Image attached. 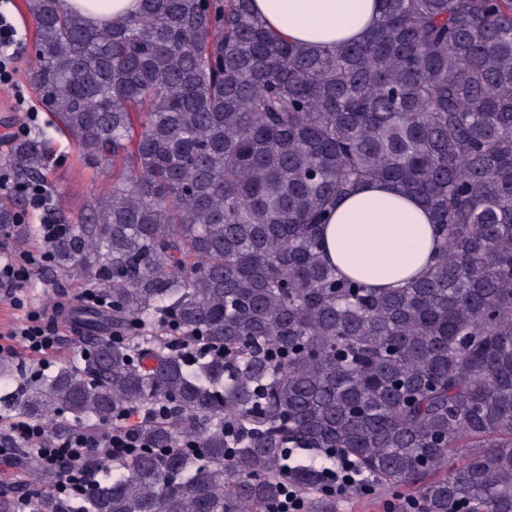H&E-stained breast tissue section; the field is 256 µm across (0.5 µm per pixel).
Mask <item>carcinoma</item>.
Segmentation results:
<instances>
[{
    "label": "carcinoma",
    "instance_id": "carcinoma-1",
    "mask_svg": "<svg viewBox=\"0 0 512 512\" xmlns=\"http://www.w3.org/2000/svg\"><path fill=\"white\" fill-rule=\"evenodd\" d=\"M30 78L55 130L112 182L71 216L56 266L112 306L75 313L90 352L25 389L36 422L105 429L164 406L146 448L89 459L78 497L34 512H309L336 450L422 512H512V0H382L330 54L250 0H140L92 27L25 0ZM10 161L44 184L43 132ZM420 197L438 259L369 288L321 256L319 226L366 181ZM282 497L276 502L267 506V512H303V508L307 510V499L292 485H288L283 490ZM307 512V511H306Z\"/></svg>",
    "mask_w": 512,
    "mask_h": 512
}]
</instances>
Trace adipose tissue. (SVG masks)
Returning <instances> with one entry per match:
<instances>
[{
	"mask_svg": "<svg viewBox=\"0 0 512 512\" xmlns=\"http://www.w3.org/2000/svg\"><path fill=\"white\" fill-rule=\"evenodd\" d=\"M65 0L90 24L119 23L138 0ZM267 27L289 41L324 51L361 38L381 15L380 0H252ZM325 258L343 275L376 288L399 287L427 274L437 255L432 212L418 197L379 181L342 199L321 231Z\"/></svg>",
	"mask_w": 512,
	"mask_h": 512,
	"instance_id": "obj_1",
	"label": "adipose tissue"
}]
</instances>
